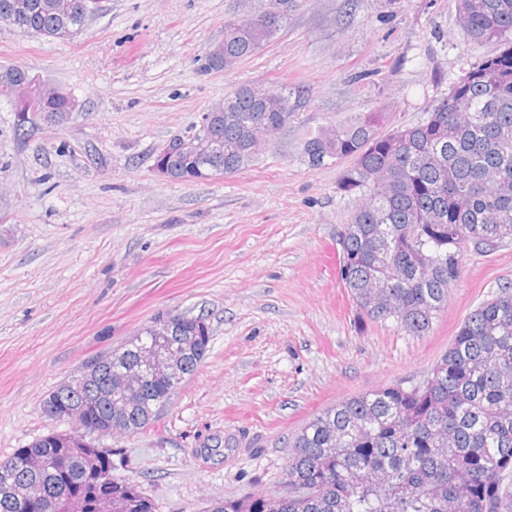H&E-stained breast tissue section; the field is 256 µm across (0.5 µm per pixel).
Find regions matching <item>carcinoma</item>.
<instances>
[{"instance_id":"1","label":"carcinoma","mask_w":512,"mask_h":512,"mask_svg":"<svg viewBox=\"0 0 512 512\" xmlns=\"http://www.w3.org/2000/svg\"><path fill=\"white\" fill-rule=\"evenodd\" d=\"M27 4L19 13L15 5ZM85 0H0V22L48 39H71L88 16ZM272 21L244 12L224 19V67L272 42L298 0ZM463 39L497 50L462 70L448 96L413 126L378 133L379 112L326 128L303 147L313 168L349 159L341 189L359 197L337 234L341 283L359 314L426 333L462 273L466 246L493 254L512 241V0H456ZM12 97L15 130L33 131L31 117L62 126L80 108L75 95L31 73L0 69V98ZM293 111L288 92L250 85L224 98V141L212 154L224 174L252 162L270 127ZM195 164L172 163L169 179L195 181ZM201 317L185 314L174 337L190 336ZM136 337L104 355L106 362L71 389L61 383L43 399L57 416L75 417L108 435L109 380L138 363ZM205 354L181 358L185 376ZM164 377L141 385L123 416L125 434L154 423L171 398ZM21 473L0 468V512H17L9 491L20 479L40 481L58 512H95L101 496L112 512H157L130 482H102L112 472L107 450L69 433L50 432L17 449ZM285 494L228 498L211 512H512V290L478 307L422 381L344 399L293 438L283 466Z\"/></svg>"}]
</instances>
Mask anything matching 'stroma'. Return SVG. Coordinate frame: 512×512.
Masks as SVG:
<instances>
[{
  "mask_svg": "<svg viewBox=\"0 0 512 512\" xmlns=\"http://www.w3.org/2000/svg\"><path fill=\"white\" fill-rule=\"evenodd\" d=\"M238 0H105L71 40L0 23V65L82 103L62 127L15 133L0 100V458L69 421L44 396L156 313L204 317L197 372L141 433L105 438L112 477L157 512H211L225 497L282 492L293 435L343 399L419 381L473 310L512 287V242L464 250L430 331L358 314L326 252L356 205L308 137L361 112L381 132L424 120L464 64L455 0H306L229 70L206 52ZM276 86L294 115L259 156L198 183L160 175L161 148L241 85Z\"/></svg>",
  "mask_w": 512,
  "mask_h": 512,
  "instance_id": "1",
  "label": "stroma"
}]
</instances>
